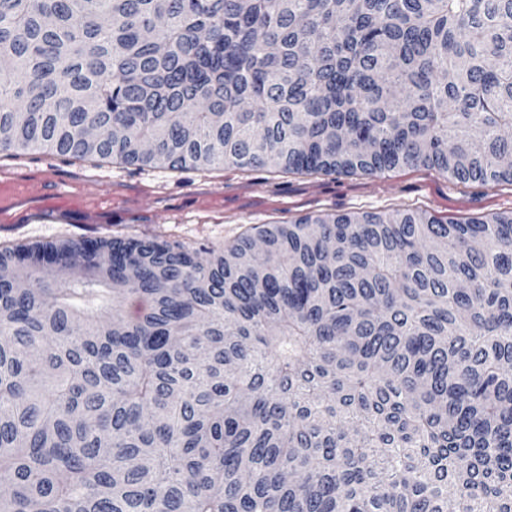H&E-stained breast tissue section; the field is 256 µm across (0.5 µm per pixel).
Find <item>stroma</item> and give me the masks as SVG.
Listing matches in <instances>:
<instances>
[{"instance_id":"obj_1","label":"stroma","mask_w":512,"mask_h":512,"mask_svg":"<svg viewBox=\"0 0 512 512\" xmlns=\"http://www.w3.org/2000/svg\"><path fill=\"white\" fill-rule=\"evenodd\" d=\"M11 167L72 182L82 201L112 189L101 221L75 205L65 216L37 219L32 207L0 221V246L135 236L219 247L250 227L289 224L308 214L425 211L465 222L512 211V184H463L436 170L403 168L378 175L284 174L268 166L184 169L71 162L39 150L22 152Z\"/></svg>"}]
</instances>
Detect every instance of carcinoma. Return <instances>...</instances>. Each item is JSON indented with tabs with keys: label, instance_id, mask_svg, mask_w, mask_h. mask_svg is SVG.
<instances>
[{
	"label": "carcinoma",
	"instance_id": "carcinoma-1",
	"mask_svg": "<svg viewBox=\"0 0 512 512\" xmlns=\"http://www.w3.org/2000/svg\"><path fill=\"white\" fill-rule=\"evenodd\" d=\"M512 183V0H0V158ZM0 512H512V212L0 247Z\"/></svg>",
	"mask_w": 512,
	"mask_h": 512
}]
</instances>
